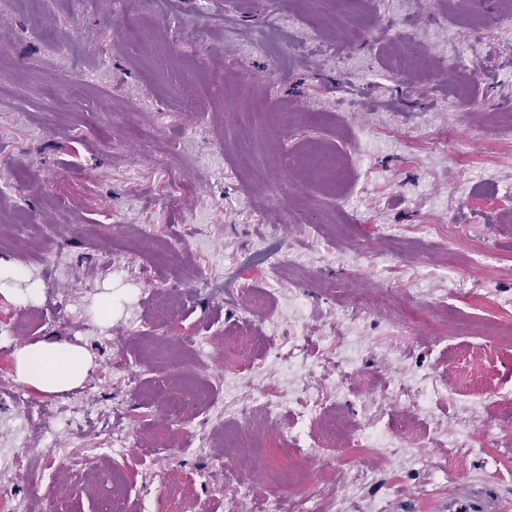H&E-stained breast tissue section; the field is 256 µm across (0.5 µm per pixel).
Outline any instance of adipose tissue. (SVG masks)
Returning <instances> with one entry per match:
<instances>
[{"mask_svg":"<svg viewBox=\"0 0 512 512\" xmlns=\"http://www.w3.org/2000/svg\"><path fill=\"white\" fill-rule=\"evenodd\" d=\"M90 360L69 343L39 342L16 354V378L46 393H60L82 384Z\"/></svg>","mask_w":512,"mask_h":512,"instance_id":"1","label":"adipose tissue"}]
</instances>
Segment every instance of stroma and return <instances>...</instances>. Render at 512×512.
I'll return each instance as SVG.
<instances>
[{
	"label": "stroma",
	"mask_w": 512,
	"mask_h": 512,
	"mask_svg": "<svg viewBox=\"0 0 512 512\" xmlns=\"http://www.w3.org/2000/svg\"><path fill=\"white\" fill-rule=\"evenodd\" d=\"M505 2L0 0V257L18 290L40 285L24 305L0 295V379L41 341L92 361L75 390L23 385L30 411L0 401V512L46 497L57 512H262L274 493L297 512L336 460L342 512H439L459 483L512 506V346L476 361L469 331L512 319ZM418 36L426 71L396 74L389 46ZM465 84L472 113L451 104ZM311 146L344 162V200L289 166ZM450 235L460 258L438 249ZM481 249L492 264L473 263ZM260 293L277 313L246 326ZM195 378L220 402L183 420L169 392ZM265 397L283 401L277 421L256 412ZM469 404L481 457L452 444ZM363 413L398 446L357 489ZM240 423L254 469L171 452L177 429Z\"/></svg>",
	"instance_id": "35a3bbf8"
}]
</instances>
